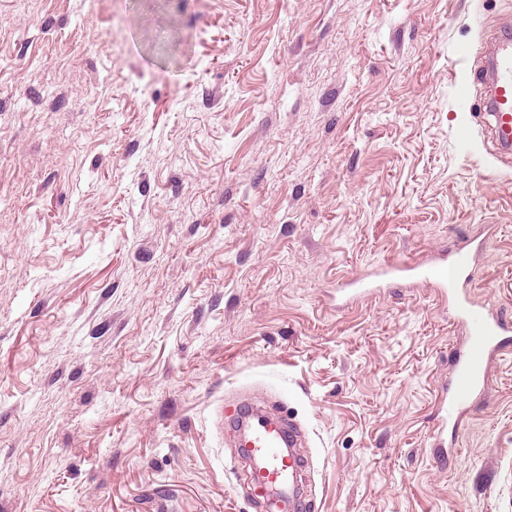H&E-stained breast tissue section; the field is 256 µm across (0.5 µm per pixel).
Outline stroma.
<instances>
[{
	"label": "stroma",
	"mask_w": 512,
	"mask_h": 512,
	"mask_svg": "<svg viewBox=\"0 0 512 512\" xmlns=\"http://www.w3.org/2000/svg\"><path fill=\"white\" fill-rule=\"evenodd\" d=\"M473 1L0 0V512H262L243 400L311 512H512V337L441 433L447 300L337 294L471 240L512 320V157L450 82L512 0Z\"/></svg>",
	"instance_id": "stroma-1"
}]
</instances>
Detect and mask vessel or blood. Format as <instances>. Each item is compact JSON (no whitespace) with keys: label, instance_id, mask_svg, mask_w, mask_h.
<instances>
[{"label":"vessel or blood","instance_id":"vessel-or-blood-1","mask_svg":"<svg viewBox=\"0 0 512 512\" xmlns=\"http://www.w3.org/2000/svg\"><path fill=\"white\" fill-rule=\"evenodd\" d=\"M485 58L479 73L486 87L481 108L491 115L498 149L507 155L512 153V28L500 30L488 45ZM475 259V252L460 246L449 251L446 262L417 271L447 297L455 322L468 336L457 352L454 372L439 400L446 419L454 421L462 417L472 397L481 392L489 365L502 349L503 337L512 333V322L475 302L460 288L463 272ZM285 443L280 426L258 415L251 417L244 439L248 455L266 473L268 481L287 494L293 512H305L307 503L295 491V472L301 467V458L295 452H284Z\"/></svg>","mask_w":512,"mask_h":512}]
</instances>
